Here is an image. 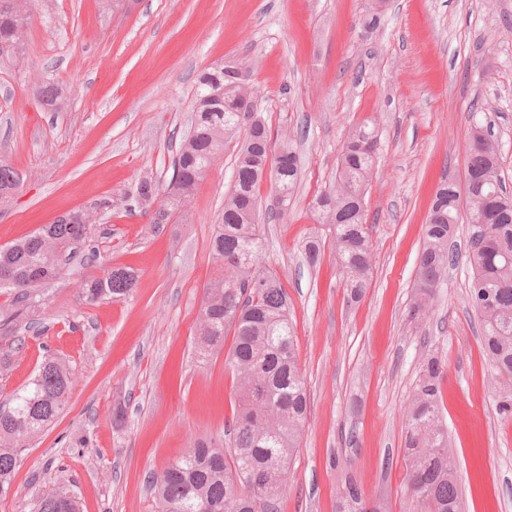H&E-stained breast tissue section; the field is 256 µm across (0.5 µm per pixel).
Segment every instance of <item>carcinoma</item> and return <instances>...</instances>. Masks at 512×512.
Listing matches in <instances>:
<instances>
[{
	"label": "carcinoma",
	"instance_id": "1",
	"mask_svg": "<svg viewBox=\"0 0 512 512\" xmlns=\"http://www.w3.org/2000/svg\"><path fill=\"white\" fill-rule=\"evenodd\" d=\"M34 0H0V60L22 51ZM247 64H220L197 80L194 117L179 145L173 174L162 186L153 173L138 180L136 197L153 224H170L194 195L207 170L221 159L224 141L238 129L239 110L254 102L256 91L240 72ZM36 95L46 111H55L66 86L37 76ZM376 129L353 126L346 138L336 180L313 201L316 221L330 229V249L350 299L369 287L373 245L365 218V194L377 175ZM274 181L283 205L298 182L295 141L286 133L274 138L261 114L237 154L233 184L224 195L221 224L211 240L217 275L204 288L197 333L199 353L224 344V330H234L227 363L236 379L237 412L227 445L196 439L188 452L150 481L158 512H279V498L307 418L309 399L299 370L297 339L289 319L288 295L276 273L259 265L261 249L259 184ZM22 175L0 159V197L15 190ZM112 200L57 217L34 233L0 248V291L12 294L0 308V367L30 330V318L44 288L63 265L89 246L98 231L101 209ZM469 225V264L473 279L469 304L481 328V346L493 371L500 412L512 419V195L503 185L499 145L489 128L475 123L469 133L463 181L444 180L434 193L424 224L416 265L419 288L411 313L426 312L433 290L455 263L451 248L457 224ZM135 276L123 267H106L78 284L82 299L94 305L132 291ZM446 364L437 356L423 359L418 380L404 407L403 457L405 512H462L457 464L448 446V427L440 403ZM72 372L67 363L45 356L23 387L0 401V500L13 492L22 452L50 426L68 402ZM340 512H365L364 495L351 477L342 481ZM38 512H80L75 495L63 484L44 493Z\"/></svg>",
	"mask_w": 512,
	"mask_h": 512
}]
</instances>
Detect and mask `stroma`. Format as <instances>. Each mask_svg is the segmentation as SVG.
Instances as JSON below:
<instances>
[{
    "label": "stroma",
    "instance_id": "stroma-1",
    "mask_svg": "<svg viewBox=\"0 0 512 512\" xmlns=\"http://www.w3.org/2000/svg\"><path fill=\"white\" fill-rule=\"evenodd\" d=\"M366 10V0H128L120 9L112 0H38L22 54L0 62V158L25 177L0 198V247L97 200L111 199L112 209L94 262L65 267L47 288L38 332L24 335L0 375L1 399L46 352L74 373L65 411L23 451L0 512H34L55 483L73 490L81 512H156L148 475L197 437L223 441L235 411L226 364L234 335L203 359L196 331L239 144L225 142L179 223L153 227L132 195L144 172L170 180L198 76L241 59L272 132L298 140L287 212L273 181L259 185L260 264L288 295L310 397L280 512H336L347 476L382 512H402L403 409L432 354L446 361L442 410L464 512H512V421L498 414L468 302L467 224L431 309L410 313L433 192L462 178L473 123L499 137L512 191V0H385L374 29ZM35 70L69 86L57 111L40 108ZM371 120L378 174L365 202L375 259L354 302L330 255L309 265L304 245L329 240L312 202L335 180L349 128ZM106 266L133 270L132 292L84 304L76 279ZM117 408L124 422L113 420Z\"/></svg>",
    "mask_w": 512,
    "mask_h": 512
}]
</instances>
